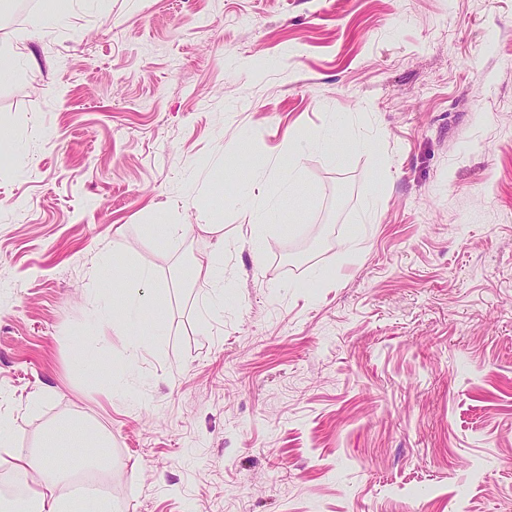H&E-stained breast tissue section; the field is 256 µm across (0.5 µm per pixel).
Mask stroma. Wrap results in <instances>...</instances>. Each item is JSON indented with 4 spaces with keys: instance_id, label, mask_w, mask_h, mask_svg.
<instances>
[{
    "instance_id": "obj_1",
    "label": "stroma",
    "mask_w": 512,
    "mask_h": 512,
    "mask_svg": "<svg viewBox=\"0 0 512 512\" xmlns=\"http://www.w3.org/2000/svg\"><path fill=\"white\" fill-rule=\"evenodd\" d=\"M50 2L0 30L32 55L0 76L16 446L108 431L112 512H512V0ZM332 123L371 149L290 152ZM275 165L305 220L258 259L233 190ZM140 268L162 313L132 364L109 316ZM195 276L198 280L209 284L211 294L206 300L205 309L209 311L213 307L224 302V270L219 259L214 255H206L195 259Z\"/></svg>"
}]
</instances>
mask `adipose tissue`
Returning <instances> with one entry per match:
<instances>
[{"instance_id": "adipose-tissue-1", "label": "adipose tissue", "mask_w": 512, "mask_h": 512, "mask_svg": "<svg viewBox=\"0 0 512 512\" xmlns=\"http://www.w3.org/2000/svg\"><path fill=\"white\" fill-rule=\"evenodd\" d=\"M303 184L298 168L288 170V186L283 195L262 199L253 197L249 187L238 190L247 201L252 221L251 232L255 240H262L264 231L276 223L281 214H288L290 222L304 219L300 205ZM153 273L148 269L138 270L132 278L122 280L120 302L122 309L112 316V327L130 338L133 353L143 348L142 338L156 325L159 302L150 288ZM9 459L13 467L32 479L27 500L21 504V512H106L108 503L99 497H90L83 502L57 495L61 481L71 477L75 466L65 462L59 453L58 432L50 430L43 443L35 448L16 447L7 425H0V459Z\"/></svg>"}]
</instances>
